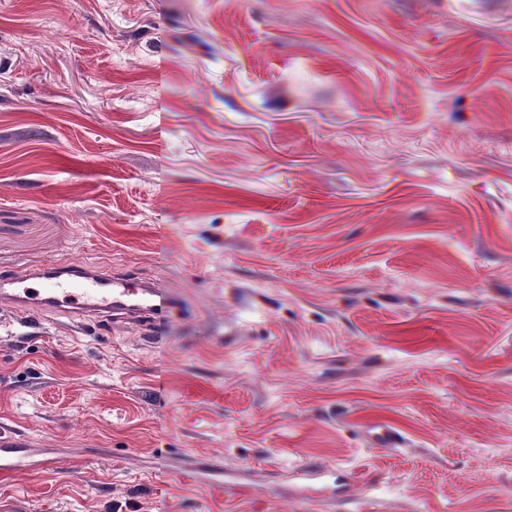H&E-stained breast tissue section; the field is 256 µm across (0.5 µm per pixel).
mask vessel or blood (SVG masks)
I'll return each mask as SVG.
<instances>
[{
	"label": "vessel or blood",
	"instance_id": "vessel-or-blood-1",
	"mask_svg": "<svg viewBox=\"0 0 512 512\" xmlns=\"http://www.w3.org/2000/svg\"><path fill=\"white\" fill-rule=\"evenodd\" d=\"M42 278L34 288V278ZM0 303L45 313L64 312L77 317H111L123 323L137 314H151L156 325L169 323L173 311L181 309L178 294L163 282L142 284L110 275L80 262L46 264L40 269L15 272L0 290ZM25 470L21 449L0 439V479L7 481Z\"/></svg>",
	"mask_w": 512,
	"mask_h": 512
}]
</instances>
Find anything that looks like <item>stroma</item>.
<instances>
[{"mask_svg":"<svg viewBox=\"0 0 512 512\" xmlns=\"http://www.w3.org/2000/svg\"><path fill=\"white\" fill-rule=\"evenodd\" d=\"M66 260L183 308L6 312L0 512H512V0H0V272ZM0 479L10 480L25 471L20 453L25 452L11 441L0 439Z\"/></svg>","mask_w":512,"mask_h":512,"instance_id":"stroma-1","label":"stroma"}]
</instances>
